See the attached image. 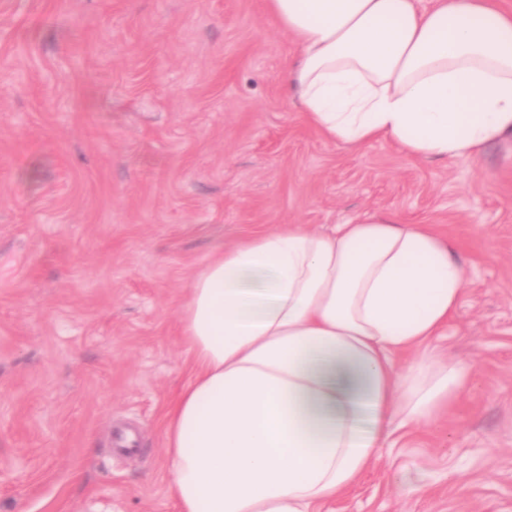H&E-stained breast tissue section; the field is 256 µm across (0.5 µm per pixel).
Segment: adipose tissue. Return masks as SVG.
<instances>
[{
  "mask_svg": "<svg viewBox=\"0 0 512 512\" xmlns=\"http://www.w3.org/2000/svg\"><path fill=\"white\" fill-rule=\"evenodd\" d=\"M267 6L298 46L284 84L328 142L453 161L512 139V11L497 0ZM466 279L450 242L371 210L221 251L180 316L193 374L165 433L178 512H324L393 430L456 403L468 374L435 343Z\"/></svg>",
  "mask_w": 512,
  "mask_h": 512,
  "instance_id": "adipose-tissue-1",
  "label": "adipose tissue"
}]
</instances>
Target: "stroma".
I'll use <instances>...</instances> for the list:
<instances>
[{
	"instance_id": "obj_1",
	"label": "stroma",
	"mask_w": 512,
	"mask_h": 512,
	"mask_svg": "<svg viewBox=\"0 0 512 512\" xmlns=\"http://www.w3.org/2000/svg\"><path fill=\"white\" fill-rule=\"evenodd\" d=\"M265 0H0V512H177L180 308L223 247L365 210L452 241L471 371L329 512H512V140L417 160L323 140ZM133 427L137 453L111 455Z\"/></svg>"
}]
</instances>
